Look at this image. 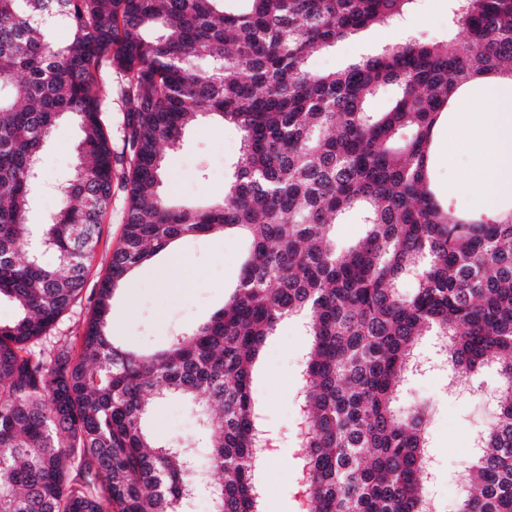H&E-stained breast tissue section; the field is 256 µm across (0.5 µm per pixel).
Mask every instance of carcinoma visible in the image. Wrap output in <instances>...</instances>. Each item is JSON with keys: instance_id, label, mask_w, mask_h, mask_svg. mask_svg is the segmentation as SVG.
I'll use <instances>...</instances> for the list:
<instances>
[{"instance_id": "1", "label": "carcinoma", "mask_w": 512, "mask_h": 512, "mask_svg": "<svg viewBox=\"0 0 512 512\" xmlns=\"http://www.w3.org/2000/svg\"><path fill=\"white\" fill-rule=\"evenodd\" d=\"M228 2L0 0V298L18 309L0 323V512H184L206 485L213 512H262L251 367L292 317L310 337L304 512H428V410L396 401L429 331L456 376L500 365L498 414L454 512H512V207L486 218L444 207L429 172L454 94L512 77V0H453L463 40H409L324 72L313 54L394 24L412 0ZM59 24L70 29L60 47ZM107 70L131 105L119 152L99 92ZM385 88L392 106L372 111ZM195 112L236 126L242 153L219 197L185 207L161 192L164 149ZM62 120L80 129L77 162L34 248L38 160ZM119 170L124 230L79 351L36 356L31 345L82 297ZM352 211L366 234L342 249L336 221ZM217 232L250 243L224 307L158 352L114 342L113 300L131 273ZM168 395L196 412L194 438L146 428Z\"/></svg>"}]
</instances>
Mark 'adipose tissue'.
Masks as SVG:
<instances>
[{
  "instance_id": "ef3b65f1",
  "label": "adipose tissue",
  "mask_w": 512,
  "mask_h": 512,
  "mask_svg": "<svg viewBox=\"0 0 512 512\" xmlns=\"http://www.w3.org/2000/svg\"><path fill=\"white\" fill-rule=\"evenodd\" d=\"M486 111L471 107L467 97L455 102L456 118L448 127L449 154L470 159L464 185L449 184V193L466 189L479 203L512 195V81L487 77L478 82Z\"/></svg>"
}]
</instances>
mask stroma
<instances>
[{
    "label": "stroma",
    "instance_id": "35a3bbf8",
    "mask_svg": "<svg viewBox=\"0 0 512 512\" xmlns=\"http://www.w3.org/2000/svg\"><path fill=\"white\" fill-rule=\"evenodd\" d=\"M449 5V0H414L397 27L377 28L342 39L330 51L314 56L311 66L318 71L335 70L409 36L423 42L463 39L465 32L453 24ZM453 120V114H445L433 130V191L440 203L467 211L471 208L468 194H448L449 184L461 182L468 167L466 156L453 161L448 158V126ZM78 136L74 124L63 123L55 128L41 155L44 188L34 206V219H43L57 210L58 186L73 164ZM240 147V134L233 126L202 116L194 118L186 128L180 149L166 156L165 192L181 203L202 202L221 194L233 173ZM125 209L126 191L117 180L112 186V201L101 225L83 297L60 318L49 335L34 344V351L48 353L62 343L79 347L90 298L121 239ZM174 251L180 254L185 273L171 278L167 269ZM171 252L155 257L147 273L116 294L108 330L131 348H160L175 332L193 327L222 309L237 284L247 243L233 235H212L179 240ZM308 347L309 338L301 322L284 320L267 337L253 371L252 394L261 406L266 425L280 439L255 473L264 512H296L297 473L292 453L297 442L300 374ZM497 385V380L486 372L474 378L472 387L462 389L447 370L437 367L411 378L402 387V406L417 401H427L432 406L428 430L434 456L431 488L439 512H451L455 503L457 475L469 463L474 433L495 418L493 395ZM148 427L163 440H183L197 433L194 413L175 396L156 402Z\"/></svg>",
    "mask_w": 512,
    "mask_h": 512
}]
</instances>
